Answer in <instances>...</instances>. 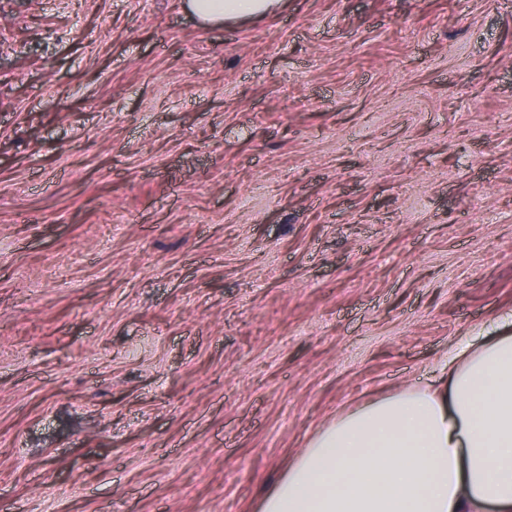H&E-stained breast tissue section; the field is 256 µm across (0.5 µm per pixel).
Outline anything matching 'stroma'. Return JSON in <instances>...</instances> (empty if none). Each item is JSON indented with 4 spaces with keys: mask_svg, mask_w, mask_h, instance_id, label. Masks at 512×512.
I'll return each instance as SVG.
<instances>
[{
    "mask_svg": "<svg viewBox=\"0 0 512 512\" xmlns=\"http://www.w3.org/2000/svg\"><path fill=\"white\" fill-rule=\"evenodd\" d=\"M512 312V0H0V512H262ZM277 0H187L186 8L206 25H220L225 19L262 16L279 5Z\"/></svg>",
    "mask_w": 512,
    "mask_h": 512,
    "instance_id": "obj_1",
    "label": "stroma"
}]
</instances>
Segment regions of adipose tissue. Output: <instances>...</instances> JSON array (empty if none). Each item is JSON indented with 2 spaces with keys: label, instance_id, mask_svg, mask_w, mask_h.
<instances>
[{
  "label": "adipose tissue",
  "instance_id": "adipose-tissue-1",
  "mask_svg": "<svg viewBox=\"0 0 512 512\" xmlns=\"http://www.w3.org/2000/svg\"><path fill=\"white\" fill-rule=\"evenodd\" d=\"M278 0H186L202 23L261 16ZM469 336L443 386L359 405L321 430L263 512H512V312Z\"/></svg>",
  "mask_w": 512,
  "mask_h": 512
}]
</instances>
